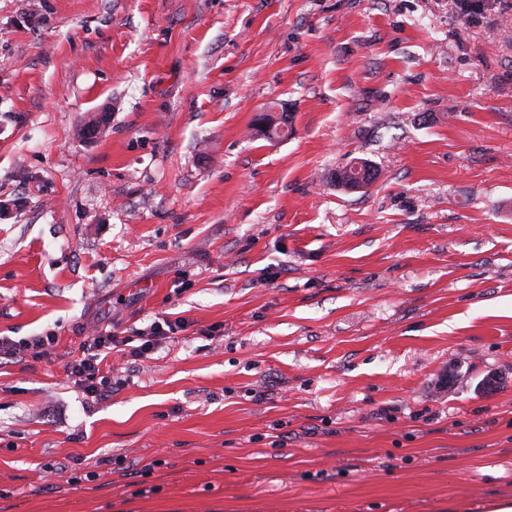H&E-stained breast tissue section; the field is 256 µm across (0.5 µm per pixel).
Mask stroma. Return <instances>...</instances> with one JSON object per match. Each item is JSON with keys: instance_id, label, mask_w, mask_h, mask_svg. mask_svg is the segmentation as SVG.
<instances>
[{"instance_id": "obj_1", "label": "stroma", "mask_w": 512, "mask_h": 512, "mask_svg": "<svg viewBox=\"0 0 512 512\" xmlns=\"http://www.w3.org/2000/svg\"><path fill=\"white\" fill-rule=\"evenodd\" d=\"M482 2L0 0V336L55 338L0 358V512L512 500V0ZM163 313L111 397L67 377ZM358 160L360 161H356L353 164H350L340 170H337L335 173L332 174L331 179L334 182H336L337 186H345L346 184L345 188L347 190L356 191L364 189L369 185V182L363 179V175H360L359 177H353L347 183L345 182L348 175V169H350L354 165H360L361 168L363 169H367V167L370 166L369 172H367L369 181L372 182L375 179L376 170L374 169V167L371 164L367 163L366 161H362L361 159ZM164 326L167 328L165 329ZM188 323L183 319L169 320L167 318L162 321H154L147 331H143L140 336H137L141 342L140 345L133 347L129 352L130 356L141 357L144 354L157 348L163 340L170 338V333L175 334L176 331L185 330ZM89 335L85 336L80 347L81 357L67 367V376L87 395L96 399L107 398L112 394V380L101 373V364L106 357L102 358L101 355L127 346L130 342L129 339L114 336L112 332L94 331ZM117 351L124 352V349Z\"/></svg>"}]
</instances>
